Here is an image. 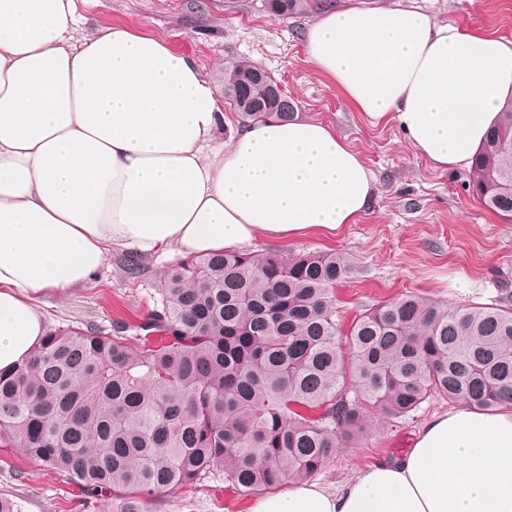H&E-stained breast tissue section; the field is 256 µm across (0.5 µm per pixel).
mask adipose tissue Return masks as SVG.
Instances as JSON below:
<instances>
[{
  "instance_id": "1",
  "label": "adipose tissue",
  "mask_w": 512,
  "mask_h": 512,
  "mask_svg": "<svg viewBox=\"0 0 512 512\" xmlns=\"http://www.w3.org/2000/svg\"><path fill=\"white\" fill-rule=\"evenodd\" d=\"M83 21L76 0H0V370L47 334L36 296L85 284L113 248L203 255L336 235L376 193L319 121L250 123L216 145L224 112L191 57ZM306 53L441 170L471 168L512 94V41L405 8H320ZM250 512H512V409L434 415L401 458Z\"/></svg>"
}]
</instances>
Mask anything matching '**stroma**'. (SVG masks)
I'll return each instance as SVG.
<instances>
[{
  "instance_id": "obj_1",
  "label": "stroma",
  "mask_w": 512,
  "mask_h": 512,
  "mask_svg": "<svg viewBox=\"0 0 512 512\" xmlns=\"http://www.w3.org/2000/svg\"><path fill=\"white\" fill-rule=\"evenodd\" d=\"M334 6L408 8L438 24H452L512 40V0H332ZM86 29L123 24L167 40L194 59L216 91L224 68L253 63L281 83L299 119L321 121L361 154L377 192L358 223L336 236H305L285 243L257 238V253L342 252L355 264L336 304L347 315L407 292L466 309L486 304L512 308V221L483 210L466 171H441L420 157L395 124L370 125L308 60L305 34L316 12L283 19L264 0H81ZM126 250L108 255L84 285L39 298L52 330L70 327L113 332L116 320L139 323L158 297L166 267L182 258L170 250L138 259L129 269ZM452 404L433 397L405 418L385 425L365 442L340 449L317 479L336 487L379 462L404 455L418 428ZM0 494L20 512H116L109 498H88L65 475L0 447ZM253 497H240L211 469L196 484L159 494L149 512H249Z\"/></svg>"
}]
</instances>
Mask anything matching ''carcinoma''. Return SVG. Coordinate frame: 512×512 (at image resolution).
Segmentation results:
<instances>
[{
	"instance_id": "carcinoma-1",
	"label": "carcinoma",
	"mask_w": 512,
	"mask_h": 512,
	"mask_svg": "<svg viewBox=\"0 0 512 512\" xmlns=\"http://www.w3.org/2000/svg\"><path fill=\"white\" fill-rule=\"evenodd\" d=\"M316 4L284 0L274 13ZM230 108L244 124L294 116ZM472 176L481 206L512 220V95ZM353 270L337 252L182 260L165 271L136 343L50 331L29 361L0 371V446L112 497L119 512H143L215 466L244 495L309 480L336 449L432 396L512 406V308L452 311L408 293L346 327L333 291Z\"/></svg>"
}]
</instances>
